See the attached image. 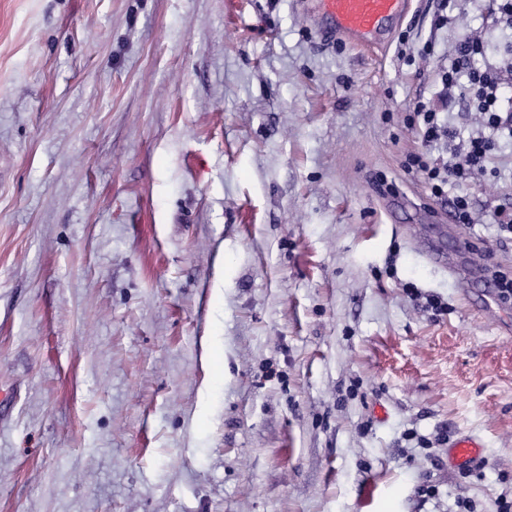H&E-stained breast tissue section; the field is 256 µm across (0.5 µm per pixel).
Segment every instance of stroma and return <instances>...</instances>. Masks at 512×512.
Masks as SVG:
<instances>
[{"mask_svg":"<svg viewBox=\"0 0 512 512\" xmlns=\"http://www.w3.org/2000/svg\"><path fill=\"white\" fill-rule=\"evenodd\" d=\"M312 3L0 0V512L512 498V301L426 259L432 236L456 254L449 203L406 169L464 36L512 108V24L407 0L355 46ZM447 93L461 147L480 117ZM490 167L460 233L512 274V139ZM441 433L482 465L451 467ZM448 463L454 466H472L484 460V444L471 435L449 438Z\"/></svg>","mask_w":512,"mask_h":512,"instance_id":"35a3bbf8","label":"stroma"}]
</instances>
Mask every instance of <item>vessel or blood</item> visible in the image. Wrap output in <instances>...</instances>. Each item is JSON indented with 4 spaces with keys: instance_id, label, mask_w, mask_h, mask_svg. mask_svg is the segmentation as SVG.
<instances>
[{
    "instance_id": "vessel-or-blood-1",
    "label": "vessel or blood",
    "mask_w": 512,
    "mask_h": 512,
    "mask_svg": "<svg viewBox=\"0 0 512 512\" xmlns=\"http://www.w3.org/2000/svg\"><path fill=\"white\" fill-rule=\"evenodd\" d=\"M321 25L331 34L362 46L396 25L405 0H317ZM484 445L471 435L449 438L448 461L472 466L483 461Z\"/></svg>"
}]
</instances>
